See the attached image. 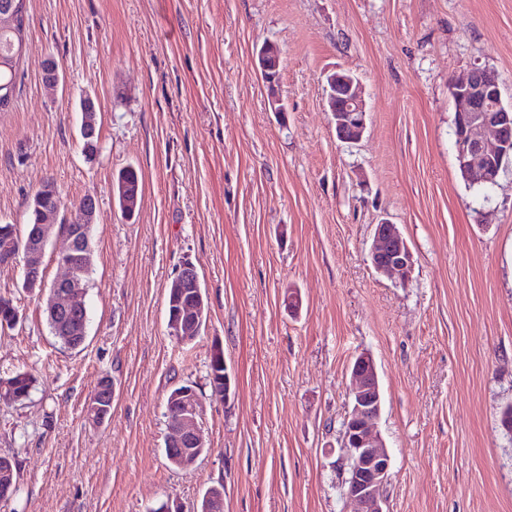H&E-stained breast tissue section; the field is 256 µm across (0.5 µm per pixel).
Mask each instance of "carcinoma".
<instances>
[{"label":"carcinoma","instance_id":"cac0c4a2","mask_svg":"<svg viewBox=\"0 0 512 512\" xmlns=\"http://www.w3.org/2000/svg\"><path fill=\"white\" fill-rule=\"evenodd\" d=\"M30 0H0V112L11 109L19 77V65L28 51V12ZM112 197L115 206L127 218L134 216L139 202V176L132 167L118 170L112 176ZM184 304L183 314L176 316L175 324L168 325L171 335L184 347L192 345L205 330L208 305L199 275L192 280L174 278L168 286V302ZM32 388L31 376L18 371L8 378H0V401L8 405L25 400ZM165 442L175 450L165 451L169 466L180 471H191L199 459L209 452L207 448H178L174 430L167 431Z\"/></svg>","mask_w":512,"mask_h":512}]
</instances>
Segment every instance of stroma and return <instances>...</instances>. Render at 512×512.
<instances>
[{"mask_svg":"<svg viewBox=\"0 0 512 512\" xmlns=\"http://www.w3.org/2000/svg\"><path fill=\"white\" fill-rule=\"evenodd\" d=\"M28 31L0 112V222L25 226L47 179L65 203L94 197L97 218L81 349L53 336L21 264L0 266L20 311L0 331V377L34 379L0 405V455L17 462L0 512H155L169 498L195 512L218 484L224 512H351L328 451L363 352L383 395L389 512H512V166L492 186L462 181L448 93L482 67L512 102V0H31ZM266 43L283 112L255 64ZM339 69L368 112L354 144L325 110ZM127 166L141 189L129 219L111 191ZM384 220L412 251L407 280L369 261ZM188 261L209 320L184 349L167 287ZM217 345L225 401L209 384ZM104 377L115 394L97 425L85 408ZM186 383L209 446L191 472L164 453L166 397Z\"/></svg>","mask_w":512,"mask_h":512,"instance_id":"obj_1","label":"stroma"}]
</instances>
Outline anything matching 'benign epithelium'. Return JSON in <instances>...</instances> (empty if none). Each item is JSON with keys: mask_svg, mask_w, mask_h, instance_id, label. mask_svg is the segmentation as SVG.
Here are the masks:
<instances>
[{"mask_svg": "<svg viewBox=\"0 0 512 512\" xmlns=\"http://www.w3.org/2000/svg\"><path fill=\"white\" fill-rule=\"evenodd\" d=\"M455 107L457 150L461 168L475 182H492L505 165L512 163V104L503 100L496 74L475 67L466 76L448 83ZM326 111L336 136L346 143L360 141L367 129L366 103L359 79L350 72L327 76ZM43 208L58 209L62 197L57 185L47 180L41 187ZM63 234L69 242L77 241L89 249L84 224H68ZM40 241L32 238L20 248L12 228L0 226V265L23 261V281L27 285L45 286L41 263L37 261ZM373 268L386 275L409 277L412 252L397 226L383 221L375 226L369 251ZM62 274L49 286L55 325L66 327L76 317L86 316V286L75 264L59 260ZM348 386V409L336 448L337 464L347 468L342 479L343 498L353 512H389L385 493L391 458L380 432L382 393L373 358L361 353L351 363ZM200 397L190 385L166 399L168 423L183 443L202 448L205 440L198 422Z\"/></svg>", "mask_w": 512, "mask_h": 512, "instance_id": "7a95c632", "label": "benign epithelium"}]
</instances>
